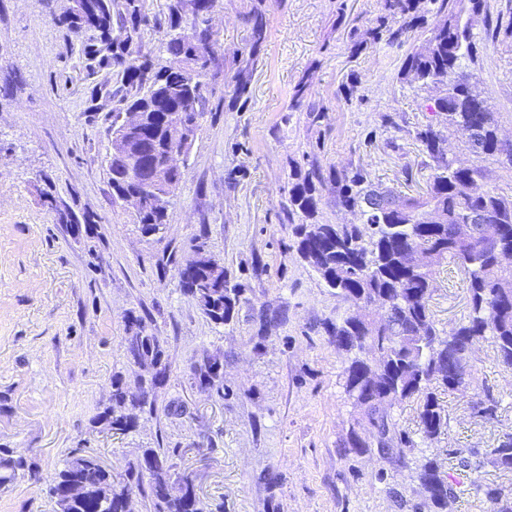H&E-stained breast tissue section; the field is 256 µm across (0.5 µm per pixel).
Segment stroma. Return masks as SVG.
Instances as JSON below:
<instances>
[{
	"instance_id": "stroma-1",
	"label": "stroma",
	"mask_w": 512,
	"mask_h": 512,
	"mask_svg": "<svg viewBox=\"0 0 512 512\" xmlns=\"http://www.w3.org/2000/svg\"><path fill=\"white\" fill-rule=\"evenodd\" d=\"M169 0H143L141 53L165 64L154 20ZM70 0H0V458L25 471L0 486V512H55L49 483L72 455L120 468L143 449H172V476L190 475L204 512H412L420 503L413 467L436 459L454 485L446 512H493L475 484L512 490V473H473L449 449L495 447L512 433V369L491 340L472 353L473 385L437 389L448 428L431 441L418 427L417 399L392 414L413 441L405 463L343 456L340 439L355 413L343 390L344 352L322 324L344 305L296 250L280 203L295 166L360 164L374 183L425 186L429 171L415 139L434 121L424 93L400 78L403 46L371 43L381 0H217L213 22L224 74L208 104L172 198L163 233H141L132 208L115 203L106 163L115 71L80 51L57 22ZM260 7L266 39L234 101L233 55L249 52L244 15ZM478 63L473 80L512 138V0H485L470 17ZM308 81L307 100L325 117L289 111ZM204 250L243 290L234 319L215 324L185 293L179 263ZM468 284L453 266L437 270L431 302L450 331L466 312ZM276 310L285 320L263 321ZM147 316L171 362L157 410L116 433L92 419L114 373L132 375L124 339L129 312ZM224 362V396L202 391L190 366ZM494 419L476 416L485 394ZM264 471L276 485L258 482Z\"/></svg>"
}]
</instances>
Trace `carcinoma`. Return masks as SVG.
Here are the masks:
<instances>
[{"instance_id":"cac0c4a2","label":"carcinoma","mask_w":512,"mask_h":512,"mask_svg":"<svg viewBox=\"0 0 512 512\" xmlns=\"http://www.w3.org/2000/svg\"><path fill=\"white\" fill-rule=\"evenodd\" d=\"M437 11L448 13V20L429 29L427 50L405 55L402 79L429 92L426 110L444 117L449 126L476 131L475 154L492 158L500 168L512 173V148L504 147L498 137V120L487 101L476 93L472 75L464 62L476 63V46L468 24L459 21L457 0H431ZM421 0H383L386 17L396 25L387 29L390 44L401 43L403 35L425 23ZM201 0H173L168 14L157 19L164 32L163 51L167 64L160 67L144 61L136 64L134 43L139 25L146 19L140 0H87V4L59 19L76 37L85 40L84 51L99 58L105 67L119 68L124 94L123 111L139 110L148 115L138 137L161 154L168 145L169 130L165 113L175 110L186 114L197 125L203 113L190 109L191 100L207 103L209 81L185 88L183 95L169 93L171 87L185 81L180 65L193 63L201 75L218 73L220 63L215 47L209 45L208 29L199 12ZM253 45L265 39L266 22L257 10L247 15ZM235 97L247 93V73L255 63L254 55H236ZM429 168L426 191L409 195L395 187H381L362 166H349L336 172L326 171L317 161L291 174L288 197L282 211L294 225L297 251L317 271L336 298L347 305L336 320L323 323L325 333L336 347L346 353L344 393L360 409L341 442L344 455L375 454L382 459L405 461L403 448L411 444L398 429L391 413L394 405L416 397L419 428L423 439L432 440L448 428V415L438 403L432 386L441 384L451 391L467 389L474 380L469 364L473 345L489 337L497 358L512 367V195L496 190H480L478 183L487 178L484 166L477 163L458 166L441 147L440 128L432 123L416 132ZM113 200L141 185L120 170L118 161L108 162ZM332 186L336 208L359 213V224H323L315 221L322 193ZM169 200L157 199L137 214L142 234L161 233L166 223ZM482 211L496 231L490 240L476 232L464 241L460 225L469 211ZM421 250L430 261L425 266L413 262L412 253ZM213 265L218 277L202 267L188 275L182 286L197 299L205 314L216 324L229 323L239 304L242 289L230 282L227 271L217 260L200 255ZM448 261L468 280L467 313L452 333L443 334L436 325L430 302L436 291L435 268ZM125 350L129 363L141 373L128 378L117 372L112 376L109 402L94 417L122 433L135 427L140 413H151L156 405L157 389L170 375L150 377L148 366L160 360L163 343L147 318L129 312ZM191 376L199 387L224 395V381L214 369L212 359L191 365ZM477 414L492 419L498 401L491 394L477 402ZM377 431L375 444L365 443L359 429ZM449 454L460 457V464L474 472L491 465L512 472V433H506L496 447L471 448L463 456L457 449ZM171 456L164 448H145L141 455L127 461L118 473L104 471L98 460L74 455L52 477L49 493L57 498L60 487L80 483L92 490L66 512H125L127 500L138 492L147 512H204L193 480L184 476L181 494L170 490ZM23 459H1L7 474L0 483L11 481L25 469ZM416 480L431 507L443 509L448 492L453 490L428 457L415 467ZM495 504V512H512V493L482 487Z\"/></svg>"}]
</instances>
